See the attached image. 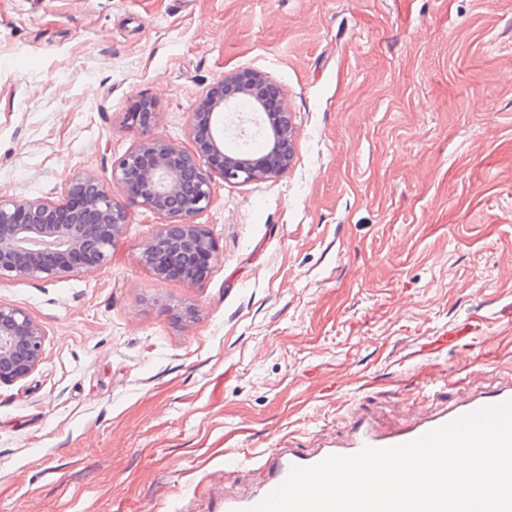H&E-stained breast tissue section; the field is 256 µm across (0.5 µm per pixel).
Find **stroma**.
Segmentation results:
<instances>
[{
  "instance_id": "35a3bbf8",
  "label": "stroma",
  "mask_w": 512,
  "mask_h": 512,
  "mask_svg": "<svg viewBox=\"0 0 512 512\" xmlns=\"http://www.w3.org/2000/svg\"><path fill=\"white\" fill-rule=\"evenodd\" d=\"M245 69L282 85L292 163L215 179L219 260L156 278L159 219L112 183L127 113L157 99L152 135L191 148ZM82 173L130 222L93 272L0 280L46 333L0 386V512H224L273 449L457 398L417 352L472 317L500 372L467 385L512 373V0H0V199Z\"/></svg>"
}]
</instances>
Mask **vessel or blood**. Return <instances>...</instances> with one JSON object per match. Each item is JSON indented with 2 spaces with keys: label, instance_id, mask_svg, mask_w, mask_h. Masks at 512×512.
<instances>
[{
  "label": "vessel or blood",
  "instance_id": "obj_1",
  "mask_svg": "<svg viewBox=\"0 0 512 512\" xmlns=\"http://www.w3.org/2000/svg\"><path fill=\"white\" fill-rule=\"evenodd\" d=\"M484 341L481 330L466 321L449 329L447 335L437 337L425 347L424 352L429 355L438 349L454 348L463 357L469 373H486L495 368L496 363L482 352ZM509 401H512V379L489 391H472L440 408L425 407L414 414L410 423L391 432L380 431L367 417L351 418L345 435L339 440L319 444L310 450L274 449L260 485L246 495L225 496L224 512H251L285 482L293 467L312 466L332 455H353L367 446L385 448L405 444L461 416Z\"/></svg>",
  "mask_w": 512,
  "mask_h": 512
}]
</instances>
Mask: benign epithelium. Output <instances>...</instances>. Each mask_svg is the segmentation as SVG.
<instances>
[{
    "instance_id": "1",
    "label": "benign epithelium",
    "mask_w": 512,
    "mask_h": 512,
    "mask_svg": "<svg viewBox=\"0 0 512 512\" xmlns=\"http://www.w3.org/2000/svg\"><path fill=\"white\" fill-rule=\"evenodd\" d=\"M267 88L281 90L262 72L224 75L204 91L192 112V148L179 149L146 135L112 166V183L161 219L140 253V261L158 278L193 282L192 269L200 258L217 259L214 238L197 223L211 206L215 178L240 184L275 179L288 171L295 130L286 107L267 130L266 152L224 150L231 129L243 133L244 125L259 124ZM156 116L157 103L149 97L135 99L128 114L143 131L154 125ZM129 221V212L90 174L72 179L61 205L40 199L0 200V280L48 281L101 268ZM45 336L23 308L0 303V385L37 369Z\"/></svg>"
}]
</instances>
